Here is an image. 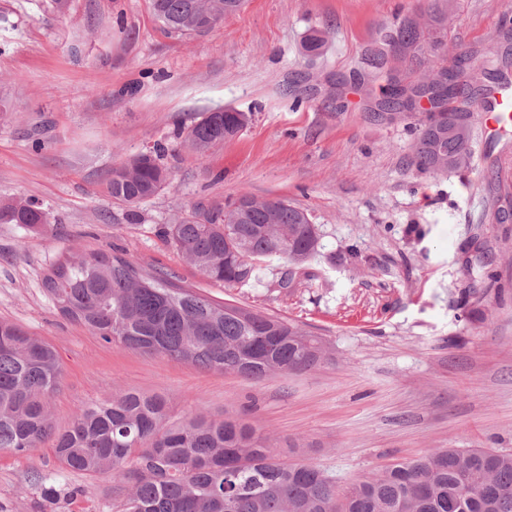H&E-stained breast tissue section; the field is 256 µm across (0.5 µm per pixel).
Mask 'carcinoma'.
Here are the masks:
<instances>
[{"mask_svg":"<svg viewBox=\"0 0 512 512\" xmlns=\"http://www.w3.org/2000/svg\"><path fill=\"white\" fill-rule=\"evenodd\" d=\"M244 0H150L155 18L170 33L207 29L239 12ZM432 28L407 15L385 27L372 49L366 74L369 95L381 112L420 115L412 145L418 170H469L473 131L454 132L459 98L482 99L502 73L489 72L464 50L448 63L442 54L446 18L430 15ZM322 32L303 48L318 55ZM447 77L429 105L419 92L425 76L412 66ZM384 83L374 86L377 79ZM248 116L235 110L208 112L188 128L186 140L204 157L236 137ZM157 146L117 164L107 173L112 199L133 208L157 195L171 173ZM0 222L34 228L47 223L35 200L0 205ZM307 210L282 199L258 201L246 194L225 204L195 205L170 226L168 236L203 276L227 286L249 281L269 258L298 266L316 253L317 229ZM42 286L67 318L106 343L159 354L197 366L260 380L272 372L309 370L324 358L320 337L282 317L216 302L182 288L160 272L143 271L124 254L90 251L60 257ZM55 350L21 326L0 322V449L23 453L51 442L55 458L73 472L118 479L120 512H512V452L491 448H443L393 463L378 473L340 486L320 466L283 459L268 438L237 419L194 418L169 422L161 396L126 391L89 405L66 429H55L47 398L61 384ZM41 482L40 498L54 503L84 495Z\"/></svg>","mask_w":512,"mask_h":512,"instance_id":"carcinoma-1","label":"carcinoma"}]
</instances>
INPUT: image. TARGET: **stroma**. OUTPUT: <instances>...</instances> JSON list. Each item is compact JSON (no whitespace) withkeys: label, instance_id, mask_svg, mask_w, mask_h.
<instances>
[{"label":"stroma","instance_id":"1","mask_svg":"<svg viewBox=\"0 0 512 512\" xmlns=\"http://www.w3.org/2000/svg\"><path fill=\"white\" fill-rule=\"evenodd\" d=\"M512 0H455L444 42L512 65L498 32ZM427 0H246L205 33L162 30L149 0H0V203L37 200L48 222L0 223V321L63 367L55 428L117 391L167 399L173 420L240 418L278 452L339 482L437 448L512 451V123L477 137L474 169L411 163L406 118H370L365 53ZM324 31L321 54L303 49ZM216 107L250 117L200 158L186 133ZM165 149L171 181L137 208L108 194L113 165ZM248 194L307 209L319 250L272 259L246 285L207 280L165 236L192 207ZM119 251L218 302L295 322L326 346L314 368L260 380L105 343L42 288L67 254ZM289 287H282V280ZM483 313L471 322L470 311ZM85 486L41 506L40 478ZM112 480L75 473L49 443L0 449V512H117Z\"/></svg>","mask_w":512,"mask_h":512}]
</instances>
